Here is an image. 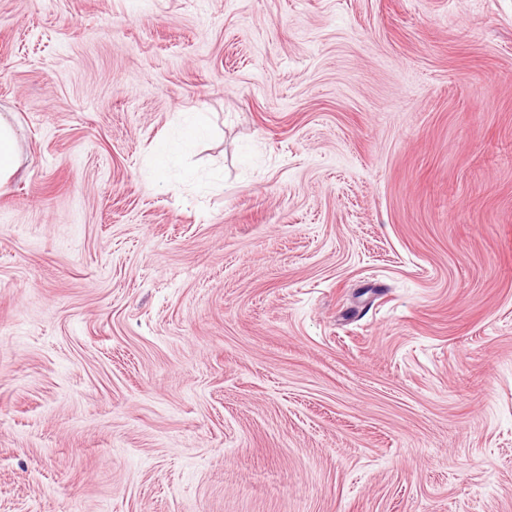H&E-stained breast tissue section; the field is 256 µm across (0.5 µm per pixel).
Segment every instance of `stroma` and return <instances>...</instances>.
Returning <instances> with one entry per match:
<instances>
[{"mask_svg":"<svg viewBox=\"0 0 512 512\" xmlns=\"http://www.w3.org/2000/svg\"><path fill=\"white\" fill-rule=\"evenodd\" d=\"M0 114V512H512V0H0ZM20 164L18 137L11 124L0 115V189L8 184Z\"/></svg>","mask_w":512,"mask_h":512,"instance_id":"35a3bbf8","label":"stroma"}]
</instances>
